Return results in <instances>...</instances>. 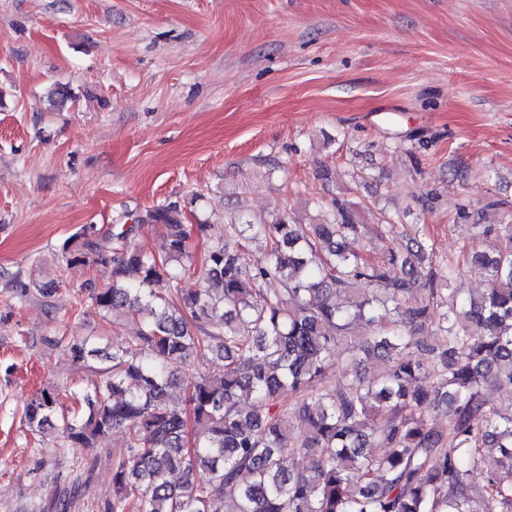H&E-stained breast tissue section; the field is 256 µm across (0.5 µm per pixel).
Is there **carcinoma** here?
I'll return each mask as SVG.
<instances>
[{
  "instance_id": "carcinoma-1",
  "label": "carcinoma",
  "mask_w": 512,
  "mask_h": 512,
  "mask_svg": "<svg viewBox=\"0 0 512 512\" xmlns=\"http://www.w3.org/2000/svg\"><path fill=\"white\" fill-rule=\"evenodd\" d=\"M139 221L164 225L162 253L133 243L129 229L106 237L89 224L60 254L67 267L112 265V285L88 286L87 299L136 318V335L110 351L56 339L72 362L100 363L102 379L79 408H60L44 388L22 410L28 434L53 432L60 448H95L124 431L108 512H472L476 499L483 512L512 509V414L483 396L490 382L512 393L511 245L471 252L486 288L460 298L458 270L437 279L421 239L377 260L347 251L366 225L339 201L320 224H232L199 268L180 208ZM250 240L264 249L249 266ZM193 275L201 287L180 288ZM270 279L280 292L264 288ZM358 322L374 331L361 350L383 354L387 369L366 384L354 355L333 387L336 348ZM208 356L216 369L185 400L172 397L178 368ZM285 390L296 405L281 400ZM441 406L445 431L428 423ZM488 449L498 468L477 488L468 476ZM83 487L40 512H68Z\"/></svg>"
}]
</instances>
